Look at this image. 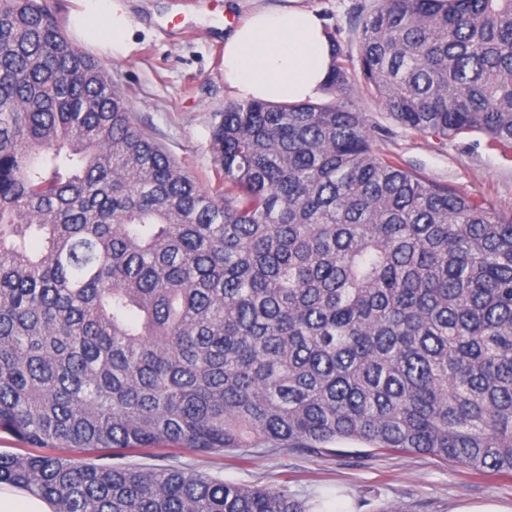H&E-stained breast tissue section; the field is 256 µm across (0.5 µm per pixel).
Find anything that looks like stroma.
Wrapping results in <instances>:
<instances>
[{"label":"stroma","instance_id":"stroma-1","mask_svg":"<svg viewBox=\"0 0 512 512\" xmlns=\"http://www.w3.org/2000/svg\"><path fill=\"white\" fill-rule=\"evenodd\" d=\"M278 0H128L140 29L128 56L113 57L81 35L82 0H49L72 40L111 74L124 91L136 121L206 191L219 184L210 150L211 131L233 97L224 86V36L253 9ZM377 0H303L345 52L358 51L356 19ZM378 148L402 167L482 200L489 209L512 212V152L490 149L477 133L442 141L399 126L374 98L358 93ZM129 463L175 466L223 480L282 491L305 502L335 491L353 512H378L401 502L412 512H450L461 499L512 503V475L483 476L430 455L389 454L361 441H339L330 450L291 452L258 445L209 454L189 448L142 450Z\"/></svg>","mask_w":512,"mask_h":512}]
</instances>
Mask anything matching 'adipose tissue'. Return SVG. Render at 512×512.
Segmentation results:
<instances>
[{"label":"adipose tissue","instance_id":"adipose-tissue-1","mask_svg":"<svg viewBox=\"0 0 512 512\" xmlns=\"http://www.w3.org/2000/svg\"><path fill=\"white\" fill-rule=\"evenodd\" d=\"M81 23L88 31L106 26L113 53H127L136 26L124 0H84ZM332 48L315 11L288 0L259 8L224 39V84L237 98L300 103L321 96Z\"/></svg>","mask_w":512,"mask_h":512}]
</instances>
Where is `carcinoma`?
<instances>
[{
    "instance_id": "cac0c4a2",
    "label": "carcinoma",
    "mask_w": 512,
    "mask_h": 512,
    "mask_svg": "<svg viewBox=\"0 0 512 512\" xmlns=\"http://www.w3.org/2000/svg\"><path fill=\"white\" fill-rule=\"evenodd\" d=\"M323 103L227 105L197 182L48 0H0V483L54 512H307L160 445L357 440L512 474V214L374 147L512 150V0H377ZM61 448L111 460L71 459Z\"/></svg>"
}]
</instances>
